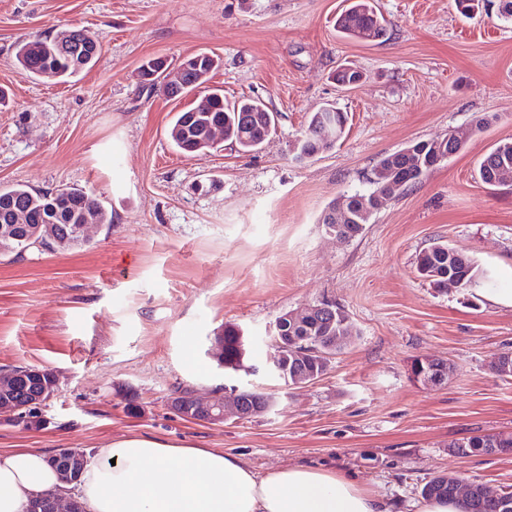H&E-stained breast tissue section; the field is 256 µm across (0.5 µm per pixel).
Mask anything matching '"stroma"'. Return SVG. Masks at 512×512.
<instances>
[{"mask_svg":"<svg viewBox=\"0 0 512 512\" xmlns=\"http://www.w3.org/2000/svg\"><path fill=\"white\" fill-rule=\"evenodd\" d=\"M347 0H0V188H78L108 221L81 245L0 254V367L57 378L45 423L0 417V451L103 448L131 436L212 448L258 474L331 470L417 512L421 489L452 472L512 488V453L461 456L450 445L512 432V376L491 370L512 351V185L477 166L512 139V22L492 0L469 20L453 0H376L379 41L335 28ZM76 26L102 51L70 82L22 75L19 40ZM207 53L226 101L258 99L276 131L251 153L230 142L180 153L175 114L204 96L148 91L141 65ZM361 71L342 86L336 68ZM347 115L343 137L300 162L311 112ZM487 118L478 126L479 118ZM463 129L462 150L384 200L363 233L340 241L321 224L343 196L369 191L387 154ZM442 240L481 271L475 292L433 287L417 255ZM329 300L353 326L327 373L301 388L264 373L282 313ZM251 342L254 375L211 357L225 325ZM432 357L450 368L429 386L412 374ZM188 387L272 393L274 407L221 424L176 415ZM136 410H129V403Z\"/></svg>","mask_w":512,"mask_h":512,"instance_id":"35a3bbf8","label":"stroma"}]
</instances>
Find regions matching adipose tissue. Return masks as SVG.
<instances>
[{
  "instance_id": "obj_1",
  "label": "adipose tissue",
  "mask_w": 512,
  "mask_h": 512,
  "mask_svg": "<svg viewBox=\"0 0 512 512\" xmlns=\"http://www.w3.org/2000/svg\"><path fill=\"white\" fill-rule=\"evenodd\" d=\"M64 486L46 455L0 452V512ZM85 512H389L353 478L303 467L255 474L224 452L129 437L94 451L76 488Z\"/></svg>"
}]
</instances>
